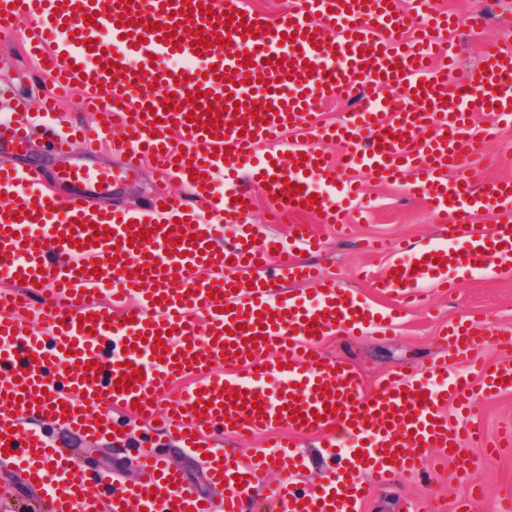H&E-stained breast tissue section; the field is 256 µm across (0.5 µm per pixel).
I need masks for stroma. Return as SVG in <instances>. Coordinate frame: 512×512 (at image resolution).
Masks as SVG:
<instances>
[{
  "label": "stroma",
  "mask_w": 512,
  "mask_h": 512,
  "mask_svg": "<svg viewBox=\"0 0 512 512\" xmlns=\"http://www.w3.org/2000/svg\"><path fill=\"white\" fill-rule=\"evenodd\" d=\"M442 8L467 17L474 10L489 8V18L483 29L460 28L456 34L462 67L476 72L481 63L486 42L512 43V0H439ZM25 32L16 30L0 35V117L15 119L30 125L33 136L27 144L16 147L0 144V157L17 169L40 171L50 188L64 200L80 197L94 203L109 202L121 209H148L155 193L165 191L183 202L195 201L192 188L181 182L160 181L151 167L139 173L122 170L119 156L108 149L85 151L73 145L68 154L53 151L48 130L68 123L97 122L96 113L84 111L79 91H72L58 113L39 115L35 103L46 89V82L35 62L24 50ZM74 164L105 167L115 174L109 194L89 190L78 183L63 180L62 174ZM480 184L499 179H512V125L502 126L494 143L484 148V156L475 160ZM364 217L353 224L349 235L338 236L325 227H318L320 250L303 253L307 263L322 273L336 274L346 287L360 291L374 309L386 310L391 300L370 286V275L393 261V252L368 253L365 246L374 240L390 243L401 239L436 242L441 238L440 226L427 203L409 197L404 184L369 180L364 197L359 202ZM456 288L451 294L431 289L425 303L418 309L398 314L393 331L388 336L368 332L355 337L338 334L320 344L321 356L353 366L363 377L367 388L387 374L398 370H420L444 354L439 335L461 316L485 319L498 330L512 329V261L502 272L470 277L449 272ZM112 425H127L128 436L119 449L106 444L89 445L74 441L75 458L89 473H111L129 482L136 476L135 458L144 451L157 454L168 465L183 470L188 481L213 503H220V492L206 478L203 463L184 453L164 434L157 424L137 422L126 424L120 411L110 416ZM468 425L482 429L488 437L512 426V392L480 399L467 420ZM482 487L485 497L474 506V512H496L498 503L512 496V450L501 449L495 459L479 461L469 472H461L455 458L429 454L422 473L415 477H398L386 486L375 489L365 502L362 512H420L435 504L449 512L464 498L470 486ZM35 494L27 487L15 468L0 461V512H36Z\"/></svg>",
  "instance_id": "1"
}]
</instances>
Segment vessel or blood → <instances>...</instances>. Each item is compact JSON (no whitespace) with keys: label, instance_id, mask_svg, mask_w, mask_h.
Segmentation results:
<instances>
[{"label":"vessel or blood","instance_id":"b4317fda","mask_svg":"<svg viewBox=\"0 0 512 512\" xmlns=\"http://www.w3.org/2000/svg\"><path fill=\"white\" fill-rule=\"evenodd\" d=\"M189 17H182L183 8ZM140 14V26L117 27L120 14ZM417 24L408 25L409 16ZM27 20V48L44 64L50 87L38 107L58 101L79 85L101 123L80 129L88 151L107 135L134 173L148 160L157 170L196 190L209 219L191 224L181 199L157 196L148 216L89 203H64L44 188L38 171L17 172L0 163V460H11L37 482L45 512H213L209 499L183 472L145 453L136 461L137 482L109 475L91 482L76 467L74 450L42 431H22L29 415L65 427L88 441L107 439V410L120 407L129 421L160 420L180 446L195 452L211 432L322 443L334 465L318 482L299 489L292 477L270 484L272 462L300 469L298 452L281 450L249 461L224 448H210L212 484L224 492L225 512H242L245 490L264 487L273 512H360L370 485L420 471L435 448L471 456L495 454L497 442L482 430L450 427L446 404L470 413L479 396L512 389V336L460 318L448 333V353L427 369L386 376L366 390L349 365L314 354L319 339L355 335L370 327L388 333L392 313L374 312L359 292L334 275L317 274L292 250L252 224L251 190L241 171L272 178L270 222L296 214L346 230L348 212L337 198L358 197L362 178L399 182L419 178L411 193L426 196L443 228L444 244L401 243L373 286L403 311L420 301L425 285L444 288L448 271L470 276L493 271L512 256V181L477 188L469 161L479 141L495 137L499 123H512V45L495 43L483 54L484 72L457 67L451 34L457 20L438 0H289L281 16L246 9L244 0H0V34ZM156 22L155 31L145 30ZM226 38L205 47L190 26ZM139 46H131V38ZM188 61L184 72L161 68L163 59ZM121 67L120 77L103 65ZM144 80L132 83L131 72ZM386 88L401 98L380 99ZM210 92L223 112L212 133L190 129L194 106L188 95ZM353 100L339 126L321 124L323 101ZM262 105L255 118L249 110ZM488 109L493 124L467 130L473 108ZM336 141L339 163L306 143V131ZM288 142V158L261 154L263 144ZM224 190L216 192V175ZM296 188L277 201L283 185ZM502 210L491 229L467 217ZM81 228H74V221ZM149 240L129 239L131 227ZM114 237L104 238L105 229ZM178 231V245L165 240ZM95 244H88V237ZM317 282L316 303L286 295L273 278ZM46 294L36 311L50 335L21 318L35 291ZM110 300L138 296L134 322L113 316ZM318 319L316 332L306 322ZM475 346L505 355L493 366L470 358ZM142 380L118 391L126 366ZM237 393L225 406L229 393ZM299 409V419L283 414Z\"/></svg>","mask_w":512,"mask_h":512}]
</instances>
